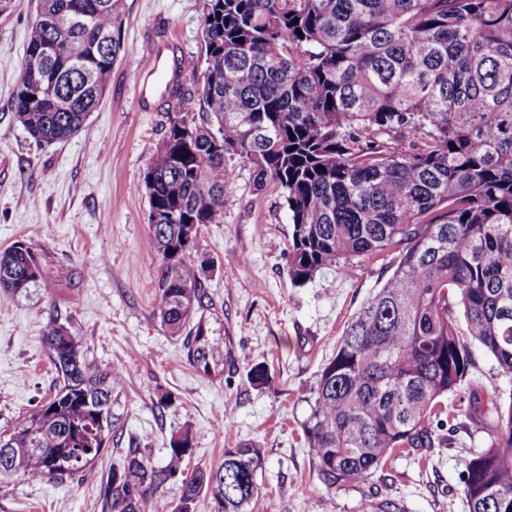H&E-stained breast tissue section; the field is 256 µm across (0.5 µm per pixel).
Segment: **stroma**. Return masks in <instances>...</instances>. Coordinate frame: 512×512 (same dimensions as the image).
I'll use <instances>...</instances> for the list:
<instances>
[{"label": "stroma", "mask_w": 512, "mask_h": 512, "mask_svg": "<svg viewBox=\"0 0 512 512\" xmlns=\"http://www.w3.org/2000/svg\"><path fill=\"white\" fill-rule=\"evenodd\" d=\"M204 0H124L125 53L85 128L36 145L12 107L33 8L13 0L0 14V250L23 240L55 280L0 301V429L35 410L59 383L43 340L47 324L66 323L94 364L119 369V447L142 449L163 464L172 436L190 430L188 468L217 466L225 447L262 448L263 512H466L464 462L484 448L472 431L468 399L512 393L495 359L475 364L445 403L451 440L395 453L365 483L326 488L304 434L319 372L348 322L390 275L392 255L348 271L328 268L303 286L288 277L291 224L281 189L257 188L251 167L224 164V214L202 226L190 254L206 266V316L236 355L222 376L198 374L181 340L156 308L157 261L150 237L143 173L161 145L178 101L156 87L141 110L135 78L154 54L199 56ZM266 366L267 387L248 378ZM166 407H158L159 398ZM0 512H103L97 476L64 482L0 477Z\"/></svg>", "instance_id": "35a3bbf8"}]
</instances>
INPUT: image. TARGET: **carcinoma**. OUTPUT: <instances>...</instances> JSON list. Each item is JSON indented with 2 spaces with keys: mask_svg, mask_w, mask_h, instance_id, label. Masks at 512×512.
<instances>
[{
  "mask_svg": "<svg viewBox=\"0 0 512 512\" xmlns=\"http://www.w3.org/2000/svg\"><path fill=\"white\" fill-rule=\"evenodd\" d=\"M34 20L14 117L38 144L64 141L98 107L125 50L123 0H31ZM92 24L73 35L94 73L83 86L46 53L69 11ZM112 32V49L99 35ZM302 34H297V31ZM204 54L187 61L200 113H169L142 185L159 263L157 311L184 336L207 378L233 360L201 314L204 268L189 254L224 213V155L284 192L292 224L288 276L305 283L393 252L383 286L363 305L322 368L304 433L329 489L368 479L401 449L444 440L433 422L464 381L474 349L512 374V0H204ZM54 292L24 242L0 251V297ZM466 324L462 334L458 319ZM60 378L35 412L0 431V476L40 481L95 472L118 425L120 375L89 363L54 320L43 336ZM469 419L489 436L465 461L468 512H512V394L471 393ZM189 430L164 464L126 448L100 477L106 512H143L171 481L175 512H256L261 449H224L222 462L184 472Z\"/></svg>",
  "mask_w": 512,
  "mask_h": 512,
  "instance_id": "carcinoma-1",
  "label": "carcinoma"
}]
</instances>
